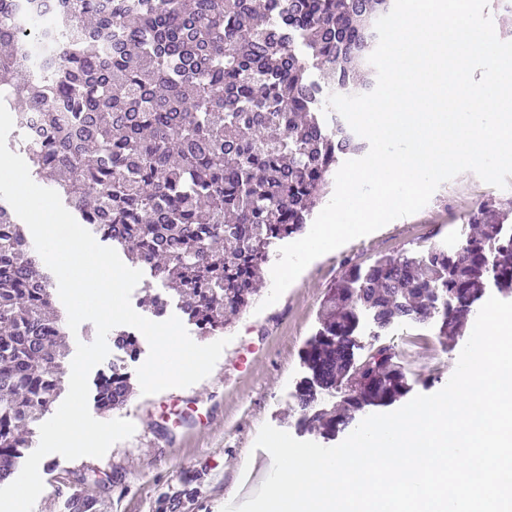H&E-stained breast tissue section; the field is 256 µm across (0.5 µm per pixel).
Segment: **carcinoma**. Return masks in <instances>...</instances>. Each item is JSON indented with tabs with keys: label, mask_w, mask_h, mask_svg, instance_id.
<instances>
[{
	"label": "carcinoma",
	"mask_w": 512,
	"mask_h": 512,
	"mask_svg": "<svg viewBox=\"0 0 512 512\" xmlns=\"http://www.w3.org/2000/svg\"><path fill=\"white\" fill-rule=\"evenodd\" d=\"M393 0H0V95L13 109L8 148L27 157L78 223L149 268L178 297L200 334L231 325L257 295L268 249L304 231L340 160L366 144L323 108L332 93L371 87L373 20ZM38 114L52 137L36 142ZM60 112L71 113L72 124ZM494 204L472 210L482 227L459 247L354 266L330 289L321 330L297 391L307 430L327 439L352 414L407 391L380 347L356 363L359 314L386 331L436 319L460 335L483 285L512 294V233ZM50 273L27 248L25 225L0 199V484L62 390L67 350ZM135 358L137 337L114 333ZM102 413L126 404L131 374L97 375ZM345 388L347 412L319 407ZM71 499L69 512H98Z\"/></svg>",
	"instance_id": "obj_1"
}]
</instances>
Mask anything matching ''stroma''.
I'll list each match as a JSON object with an SVG mask.
<instances>
[{
  "label": "stroma",
  "mask_w": 512,
  "mask_h": 512,
  "mask_svg": "<svg viewBox=\"0 0 512 512\" xmlns=\"http://www.w3.org/2000/svg\"><path fill=\"white\" fill-rule=\"evenodd\" d=\"M512 203V192L462 173L443 183L417 213L396 219L312 261L277 302L246 308L223 332L229 340L211 374L183 389L153 395L134 390L132 402L111 411L134 434L104 457L43 461L44 490L33 512H67L72 495L100 497L102 512H222L252 495L243 466L261 470L253 445L263 424L310 441L302 431L296 390L307 374L302 351L320 328L321 304L353 266L386 256L414 255L461 239L477 204ZM356 359L389 347L411 394H432L452 375L467 338L438 334L435 322L400 323L377 333L369 316L356 332Z\"/></svg>",
  "instance_id": "stroma-1"
}]
</instances>
